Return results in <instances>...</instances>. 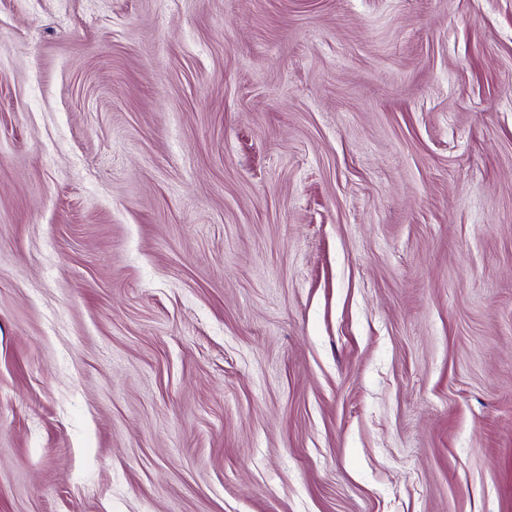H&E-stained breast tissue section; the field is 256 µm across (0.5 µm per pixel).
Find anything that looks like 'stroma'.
Returning <instances> with one entry per match:
<instances>
[{"mask_svg":"<svg viewBox=\"0 0 512 512\" xmlns=\"http://www.w3.org/2000/svg\"><path fill=\"white\" fill-rule=\"evenodd\" d=\"M0 512H512V0H0Z\"/></svg>","mask_w":512,"mask_h":512,"instance_id":"35a3bbf8","label":"stroma"}]
</instances>
